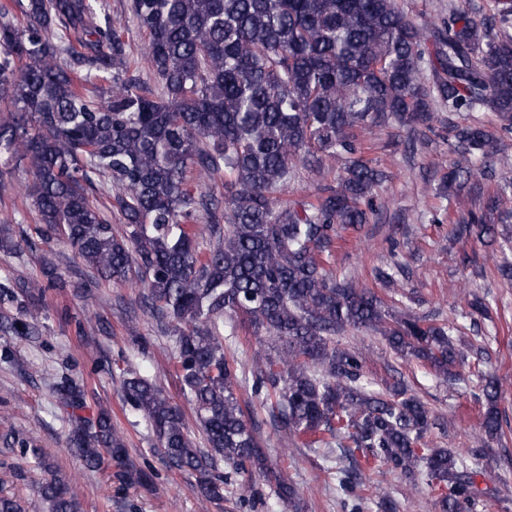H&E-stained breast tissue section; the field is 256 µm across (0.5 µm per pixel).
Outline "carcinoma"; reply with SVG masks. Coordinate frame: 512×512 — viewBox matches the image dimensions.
I'll list each match as a JSON object with an SVG mask.
<instances>
[{"mask_svg": "<svg viewBox=\"0 0 512 512\" xmlns=\"http://www.w3.org/2000/svg\"><path fill=\"white\" fill-rule=\"evenodd\" d=\"M129 23L147 37L159 94L132 65ZM438 108L495 117L492 126L448 123L454 159L436 195L476 179L483 202L466 208V231L512 250V234L494 224L512 182L472 169L512 135V0H494L488 18L448 0V16L430 24L409 19L396 0H126L119 18L108 0L0 8V160L32 172L26 194L41 235L68 242L103 281L143 284L145 307L168 320L173 367L205 447L155 381L127 372L123 398L206 499H223L238 478L249 494L235 507L254 512L265 504L255 474L279 501L298 499L262 448L258 400L277 429L360 452L340 481L345 494L375 473H400L439 490L440 512H476L475 472L427 447L426 405L400 379L378 387L363 352L336 344L371 330L394 354L453 380L466 358L458 327L397 311L325 264L342 232L370 223L376 188L389 178L368 135L394 124L430 129ZM327 159L339 163L332 180ZM300 165L319 177L316 192L282 198ZM195 173L224 176V195L191 189ZM100 195L113 200L124 233ZM400 271L392 259L373 277L389 287ZM45 277L32 284L40 293L66 285L49 263ZM236 319L258 340L248 371L224 346V323ZM478 378L482 430L500 440L512 431L497 406L500 385ZM84 399L82 381L57 384L83 466L113 472L122 486L151 484V470L127 460L109 411L78 414ZM39 494L49 512H80L75 491L55 478Z\"/></svg>", "mask_w": 512, "mask_h": 512, "instance_id": "carcinoma-1", "label": "carcinoma"}]
</instances>
